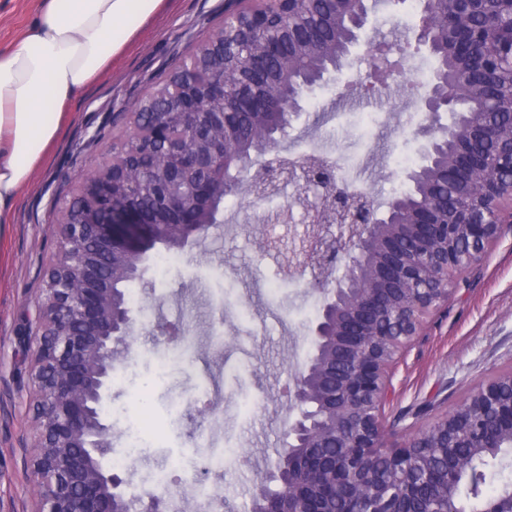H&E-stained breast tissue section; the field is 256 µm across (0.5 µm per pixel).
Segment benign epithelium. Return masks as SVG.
I'll return each mask as SVG.
<instances>
[{
  "label": "benign epithelium",
  "mask_w": 512,
  "mask_h": 512,
  "mask_svg": "<svg viewBox=\"0 0 512 512\" xmlns=\"http://www.w3.org/2000/svg\"><path fill=\"white\" fill-rule=\"evenodd\" d=\"M410 1L418 11L402 45H373L374 0H265L226 11L170 79L126 105L130 126L82 174L60 206L58 248L45 270L32 338L38 429L33 473L38 512H118L168 498L128 492L112 471V426L102 420L112 374L130 346L125 285L142 278L157 244L191 248L221 223L224 197L253 201L295 185L283 223L305 235L286 271L315 270L324 303L314 355L296 380L287 448L257 483L298 505L289 512H512V489L487 498L474 466L512 445V373L479 385L453 411L398 447L386 446L382 407L389 368L479 263L499 225L512 223V0ZM435 61L413 86L427 121L413 136L419 162L406 180L417 202L382 210L336 188L328 165L281 155L305 94L365 56L375 78L400 66L392 52ZM458 83L443 77L448 63ZM442 462L441 508L422 487ZM468 448L463 456L460 449ZM397 476L384 486L379 472Z\"/></svg>",
  "instance_id": "obj_1"
}]
</instances>
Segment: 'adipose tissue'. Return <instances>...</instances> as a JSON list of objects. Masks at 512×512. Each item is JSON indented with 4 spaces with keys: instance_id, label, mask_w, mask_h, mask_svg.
I'll return each instance as SVG.
<instances>
[{
    "instance_id": "1",
    "label": "adipose tissue",
    "mask_w": 512,
    "mask_h": 512,
    "mask_svg": "<svg viewBox=\"0 0 512 512\" xmlns=\"http://www.w3.org/2000/svg\"><path fill=\"white\" fill-rule=\"evenodd\" d=\"M163 0H40L0 53V223L56 139L72 93L107 69Z\"/></svg>"
}]
</instances>
